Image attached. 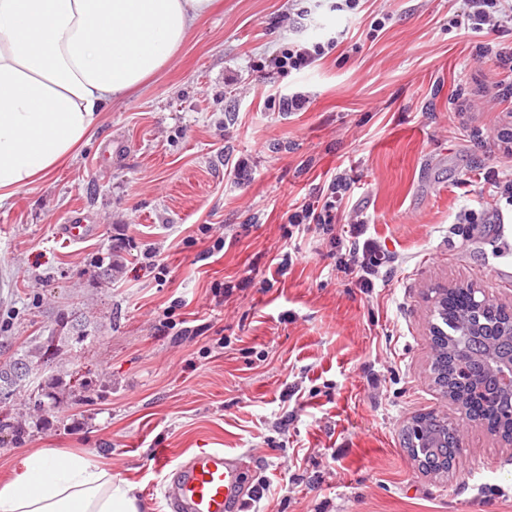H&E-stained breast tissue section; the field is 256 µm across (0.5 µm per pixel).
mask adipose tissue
<instances>
[{
  "label": "adipose tissue",
  "instance_id": "1",
  "mask_svg": "<svg viewBox=\"0 0 512 512\" xmlns=\"http://www.w3.org/2000/svg\"><path fill=\"white\" fill-rule=\"evenodd\" d=\"M213 0H0V208L93 137L103 108L160 72ZM103 460L43 448L0 480V512H144Z\"/></svg>",
  "mask_w": 512,
  "mask_h": 512
}]
</instances>
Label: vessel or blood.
Returning <instances> with one entry per match:
<instances>
[{"label": "vessel or blood", "mask_w": 512, "mask_h": 512, "mask_svg": "<svg viewBox=\"0 0 512 512\" xmlns=\"http://www.w3.org/2000/svg\"><path fill=\"white\" fill-rule=\"evenodd\" d=\"M245 464L242 455L222 449H205L176 462L162 448L155 457L164 473L162 493L169 512H243Z\"/></svg>", "instance_id": "vessel-or-blood-1"}]
</instances>
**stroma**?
Here are the masks:
<instances>
[{
	"label": "stroma",
	"instance_id": "35a3bbf8",
	"mask_svg": "<svg viewBox=\"0 0 512 512\" xmlns=\"http://www.w3.org/2000/svg\"><path fill=\"white\" fill-rule=\"evenodd\" d=\"M462 7L218 0L73 162L0 209V342L47 333L62 312L96 331L61 355L72 405L0 447V479L33 449L81 450L110 459L149 512H168L156 449L181 460L219 448L245 456L251 486H270L250 512H512V444L458 413L429 373V288L474 284L512 307V202L483 179L512 156L481 147L512 110L500 93L512 79L476 54L512 46V22L474 34ZM332 36L310 70L259 79L288 42ZM479 88L483 108L460 111ZM295 91L309 98L299 111L272 98ZM339 171L396 257L369 292L336 272L316 229L282 237L292 206ZM75 216L92 234L68 243L57 232ZM202 224L223 228L222 252L208 254ZM113 246L123 267L106 281L95 260ZM242 279L251 287L215 297ZM167 312L188 334L163 327ZM429 412L459 428L444 481L401 442Z\"/></svg>",
	"mask_w": 512,
	"mask_h": 512
}]
</instances>
